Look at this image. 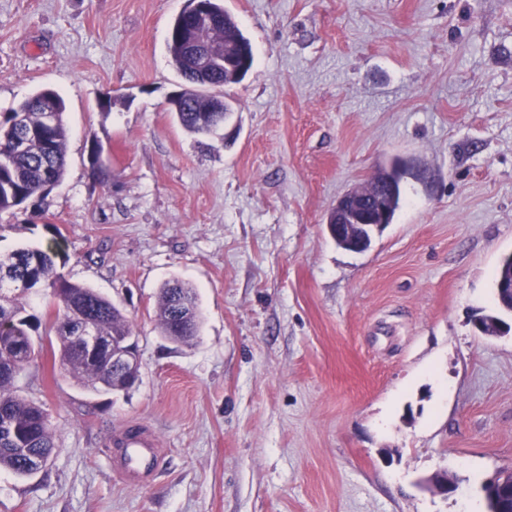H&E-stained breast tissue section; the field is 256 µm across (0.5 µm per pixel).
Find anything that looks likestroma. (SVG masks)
<instances>
[{"label":"stroma","mask_w":512,"mask_h":512,"mask_svg":"<svg viewBox=\"0 0 512 512\" xmlns=\"http://www.w3.org/2000/svg\"><path fill=\"white\" fill-rule=\"evenodd\" d=\"M186 0H0V113L65 101L62 181L0 215V252L59 239L62 271L129 319L141 359L96 395L42 352L16 383L56 450L0 469V512H459L512 470V0H224L255 50L235 110L201 136L167 110ZM400 161L404 203L371 247L327 218ZM200 334L160 332L166 284ZM163 448L129 486L114 435ZM446 471L454 493L431 490Z\"/></svg>","instance_id":"stroma-1"}]
</instances>
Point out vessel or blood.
Returning a JSON list of instances; mask_svg holds the SVG:
<instances>
[{"instance_id": "vessel-or-blood-1", "label": "vessel or blood", "mask_w": 512, "mask_h": 512, "mask_svg": "<svg viewBox=\"0 0 512 512\" xmlns=\"http://www.w3.org/2000/svg\"><path fill=\"white\" fill-rule=\"evenodd\" d=\"M113 446L120 460L119 476L131 484L152 477L162 458L157 435L141 423L129 425L115 437Z\"/></svg>"}]
</instances>
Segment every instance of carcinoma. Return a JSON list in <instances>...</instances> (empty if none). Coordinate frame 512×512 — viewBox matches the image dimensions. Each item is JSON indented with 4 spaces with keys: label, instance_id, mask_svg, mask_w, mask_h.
I'll return each mask as SVG.
<instances>
[{
    "label": "carcinoma",
    "instance_id": "1",
    "mask_svg": "<svg viewBox=\"0 0 512 512\" xmlns=\"http://www.w3.org/2000/svg\"><path fill=\"white\" fill-rule=\"evenodd\" d=\"M219 21L203 29L199 37L203 44L240 55L254 56L250 41L239 25L224 11L220 0L210 3ZM177 35L168 41L172 64L178 75L199 85L200 92L188 99H169V111L175 113L180 125L195 134H210L224 124V113H212L213 119L203 121L200 112L203 103L223 93L216 88H226L244 80L250 68L243 74L227 70L217 74H203L193 67V62L176 43ZM57 111V121L51 127L35 125L36 132L26 153L14 155L4 143L3 132L12 118V113L0 116V214L26 205L34 197L43 195L55 186L65 171V147L68 128L64 120L63 98L52 89H41L16 109L17 113L36 116L45 105ZM403 204L401 183H396L387 195L386 223L393 222ZM58 246L47 248H20L8 254H0V301L9 309L0 306V317L8 320L7 330L0 333V368H9L17 358L18 350L27 347L36 354L31 332L39 327V320L26 314L24 298L35 288L49 291L51 304L56 309L51 328L58 339L60 367L78 382L95 393L123 391L132 386L130 382L116 383L112 379V365L104 359L89 360L82 356L74 336L78 327L89 322L103 336L112 341L125 342L131 336L129 321L123 311L94 289L70 281L57 269L55 258ZM200 312L195 289L174 283L162 288L159 297V329L169 339L184 342L198 335ZM54 449L53 433L49 416L43 405L28 400L14 390V377H0V468L20 477L30 475L33 457H50Z\"/></svg>",
    "mask_w": 512,
    "mask_h": 512
}]
</instances>
